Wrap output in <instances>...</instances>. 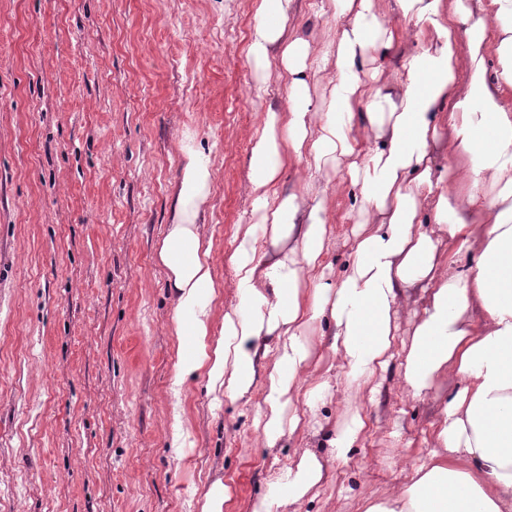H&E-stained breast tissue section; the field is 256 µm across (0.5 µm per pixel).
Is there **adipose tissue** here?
Masks as SVG:
<instances>
[{
  "instance_id": "1",
  "label": "adipose tissue",
  "mask_w": 512,
  "mask_h": 512,
  "mask_svg": "<svg viewBox=\"0 0 512 512\" xmlns=\"http://www.w3.org/2000/svg\"><path fill=\"white\" fill-rule=\"evenodd\" d=\"M396 3L401 22L389 26L375 0H320L337 26L314 42L295 32V0H258L247 47L256 91L277 77L287 105L266 112L252 137L256 220L229 257L231 286L216 275L204 222L210 160L191 138L178 143L185 165L155 251L179 340L171 391L199 374L232 402L262 390L254 426L272 448L314 425L337 384L367 386L389 364L417 397L451 382L428 451L391 495L363 498L361 512H512V0ZM409 43L414 52L390 67L389 50ZM316 84L327 90L318 102ZM443 140L465 180L436 169ZM292 162L314 177L278 194ZM328 172L361 194L353 260L336 281L324 267ZM453 245L479 251L473 270L450 271ZM409 307L416 324L401 342ZM326 317L327 361L309 340ZM364 428L352 411L331 454L297 451L251 512H307Z\"/></svg>"
}]
</instances>
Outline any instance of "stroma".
<instances>
[{
	"mask_svg": "<svg viewBox=\"0 0 512 512\" xmlns=\"http://www.w3.org/2000/svg\"><path fill=\"white\" fill-rule=\"evenodd\" d=\"M256 0H0V512H200L210 476L224 512H248L296 449L328 453L359 410L365 430L308 512H360L402 483L450 384L417 398L396 368L376 392L337 390L320 431L263 447L255 404L210 408L207 380L180 399L178 341L155 247L192 136L214 186L204 219L216 271L252 223V136L287 104L256 95L247 58ZM333 276L352 261L358 189L334 177Z\"/></svg>",
	"mask_w": 512,
	"mask_h": 512,
	"instance_id": "obj_1",
	"label": "stroma"
}]
</instances>
